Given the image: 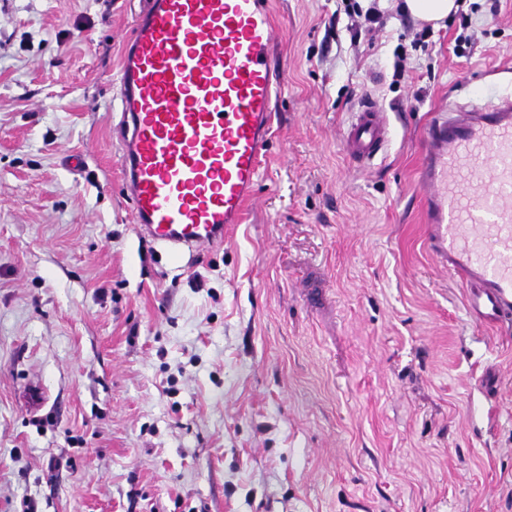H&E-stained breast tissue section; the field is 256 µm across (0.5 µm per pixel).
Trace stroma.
I'll list each match as a JSON object with an SVG mask.
<instances>
[{"instance_id": "35a3bbf8", "label": "stroma", "mask_w": 512, "mask_h": 512, "mask_svg": "<svg viewBox=\"0 0 512 512\" xmlns=\"http://www.w3.org/2000/svg\"><path fill=\"white\" fill-rule=\"evenodd\" d=\"M140 6L0 0V512H512V337L469 321L417 185L438 105L512 96V0L422 44L409 16L356 40L342 0H272L256 196L177 261L136 235L111 133ZM365 97L392 135L363 171ZM390 122L372 99H363L350 113L342 144L349 160L357 167H366L387 147Z\"/></svg>"}]
</instances>
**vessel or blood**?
<instances>
[{
    "instance_id": "obj_1",
    "label": "vessel or blood",
    "mask_w": 512,
    "mask_h": 512,
    "mask_svg": "<svg viewBox=\"0 0 512 512\" xmlns=\"http://www.w3.org/2000/svg\"><path fill=\"white\" fill-rule=\"evenodd\" d=\"M269 0H143L117 83L118 166L136 233L173 256L223 245L256 194L282 86ZM390 122L373 100L342 144L371 165ZM425 246L463 284L476 328L512 332V99L441 105L423 132Z\"/></svg>"
}]
</instances>
